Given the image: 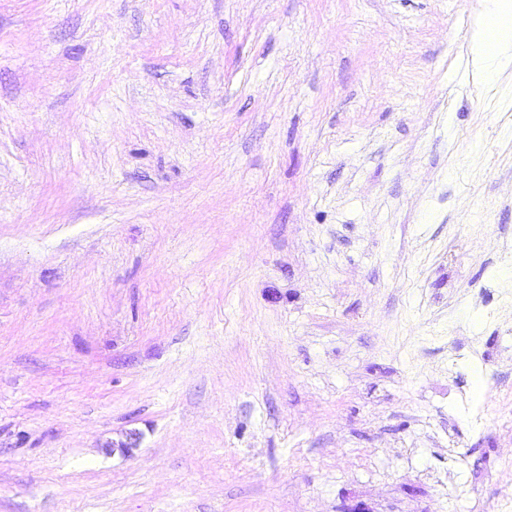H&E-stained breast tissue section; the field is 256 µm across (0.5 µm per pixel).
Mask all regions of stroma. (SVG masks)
<instances>
[{"mask_svg": "<svg viewBox=\"0 0 512 512\" xmlns=\"http://www.w3.org/2000/svg\"><path fill=\"white\" fill-rule=\"evenodd\" d=\"M485 11L0 0V512H512Z\"/></svg>", "mask_w": 512, "mask_h": 512, "instance_id": "stroma-1", "label": "stroma"}]
</instances>
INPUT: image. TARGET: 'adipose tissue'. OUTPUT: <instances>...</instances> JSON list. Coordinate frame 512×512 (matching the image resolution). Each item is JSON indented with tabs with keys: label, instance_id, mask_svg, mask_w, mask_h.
Segmentation results:
<instances>
[{
	"label": "adipose tissue",
	"instance_id": "obj_1",
	"mask_svg": "<svg viewBox=\"0 0 512 512\" xmlns=\"http://www.w3.org/2000/svg\"><path fill=\"white\" fill-rule=\"evenodd\" d=\"M494 8L476 25L470 60L477 71L488 66L512 69V0H493Z\"/></svg>",
	"mask_w": 512,
	"mask_h": 512
}]
</instances>
